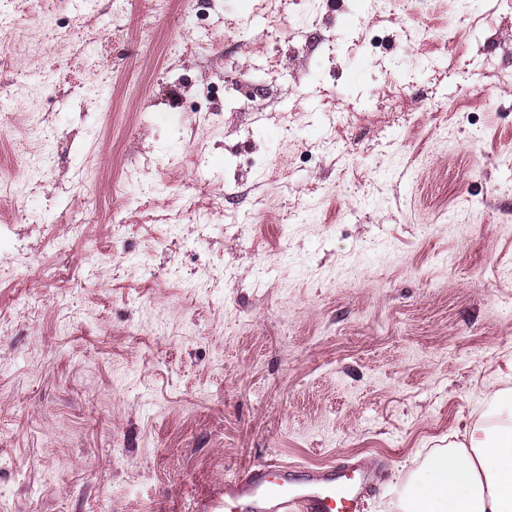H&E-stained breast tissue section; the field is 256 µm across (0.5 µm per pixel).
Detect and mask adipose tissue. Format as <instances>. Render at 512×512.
I'll use <instances>...</instances> for the list:
<instances>
[{"label":"adipose tissue","instance_id":"adipose-tissue-1","mask_svg":"<svg viewBox=\"0 0 512 512\" xmlns=\"http://www.w3.org/2000/svg\"><path fill=\"white\" fill-rule=\"evenodd\" d=\"M468 446L435 456L427 492L403 512H512V419L465 432Z\"/></svg>","mask_w":512,"mask_h":512}]
</instances>
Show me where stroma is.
I'll use <instances>...</instances> for the list:
<instances>
[{"mask_svg": "<svg viewBox=\"0 0 512 512\" xmlns=\"http://www.w3.org/2000/svg\"><path fill=\"white\" fill-rule=\"evenodd\" d=\"M192 10L0 0V512H384L512 389V0ZM386 458L352 462L338 458L310 468L265 459L225 479L224 492L210 497L205 512H363Z\"/></svg>", "mask_w": 512, "mask_h": 512, "instance_id": "obj_1", "label": "stroma"}]
</instances>
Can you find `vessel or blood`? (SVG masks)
Masks as SVG:
<instances>
[{
    "mask_svg": "<svg viewBox=\"0 0 512 512\" xmlns=\"http://www.w3.org/2000/svg\"><path fill=\"white\" fill-rule=\"evenodd\" d=\"M387 461L346 458L310 468L265 459L225 480L205 512H363L367 496Z\"/></svg>",
    "mask_w": 512,
    "mask_h": 512,
    "instance_id": "vessel-or-blood-1",
    "label": "vessel or blood"
}]
</instances>
